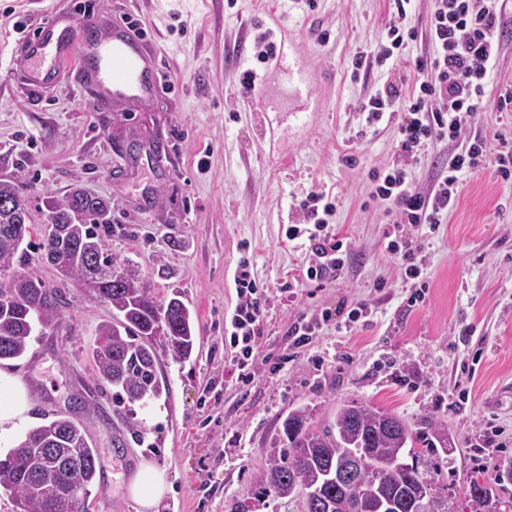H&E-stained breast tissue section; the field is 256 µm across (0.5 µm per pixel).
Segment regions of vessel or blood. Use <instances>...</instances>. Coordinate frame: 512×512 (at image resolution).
Segmentation results:
<instances>
[{"label": "vessel or blood", "instance_id": "b4317fda", "mask_svg": "<svg viewBox=\"0 0 512 512\" xmlns=\"http://www.w3.org/2000/svg\"><path fill=\"white\" fill-rule=\"evenodd\" d=\"M86 13L49 11L37 33L22 36L16 66L23 70L29 86L41 89L53 84L63 65L73 56L89 63V76L96 91L91 108L104 110L115 102L142 103L155 90L152 39L129 26H112L91 39L78 42L73 32L93 25Z\"/></svg>", "mask_w": 512, "mask_h": 512}]
</instances>
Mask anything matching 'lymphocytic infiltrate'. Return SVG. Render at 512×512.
<instances>
[{
	"label": "lymphocytic infiltrate",
	"instance_id": "obj_1",
	"mask_svg": "<svg viewBox=\"0 0 512 512\" xmlns=\"http://www.w3.org/2000/svg\"><path fill=\"white\" fill-rule=\"evenodd\" d=\"M500 0H433L429 21V59H419L415 67L419 79L407 89L400 71H393L377 92L360 105L367 123L384 116L399 117V138L391 162L374 170L371 197L389 205L392 224H411L437 230L445 223L461 191L464 175L493 164L501 178L512 177V141L504 135L488 139L468 135L476 112L482 111L488 79L502 41ZM439 141L461 142L462 147L445 160L427 189L413 184L412 169L420 163L430 145ZM299 207L313 234H304L298 225H289L287 240L308 238L315 259L303 271L306 280L323 283L344 274L349 246L328 232L337 210V201L325 192L309 190ZM238 302L225 336L236 354L230 361L238 382L252 378L250 359L257 347L265 299L250 271L249 258H241L234 277Z\"/></svg>",
	"mask_w": 512,
	"mask_h": 512
}]
</instances>
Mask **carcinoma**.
Instances as JSON below:
<instances>
[{"mask_svg": "<svg viewBox=\"0 0 512 512\" xmlns=\"http://www.w3.org/2000/svg\"><path fill=\"white\" fill-rule=\"evenodd\" d=\"M0 225L17 224L21 240L0 234V268L13 271L0 283V361L21 358L30 337L58 324L62 295L17 267L26 265L22 240L30 235L31 212L12 180H0ZM111 211L100 199L75 188L60 201L47 203L42 258L67 263L64 278L87 287L92 270H109L97 278L96 295L112 307V320L98 327L93 359L99 375L116 388L119 401L158 399L168 390L158 376V342L165 341L175 362L192 355L196 336L190 309L174 293L160 300L137 271L108 253L105 235ZM309 407L296 408L282 422L288 447L269 451L258 477V493L299 502L302 512H412L413 493H432L433 512H502L512 506L495 497L491 486L470 491L467 479L445 480L448 425L427 416L416 424L356 400L336 408L322 427L310 424ZM371 449L368 465L375 476L345 493L327 473L346 456ZM96 449L79 425L57 417L25 433L0 456V487L10 493L17 512H85V501H67L61 490L70 483L88 488L96 476Z\"/></svg>", "mask_w": 512, "mask_h": 512, "instance_id": "cac0c4a2", "label": "carcinoma"}]
</instances>
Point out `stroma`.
<instances>
[{
    "label": "stroma",
    "instance_id": "stroma-1",
    "mask_svg": "<svg viewBox=\"0 0 512 512\" xmlns=\"http://www.w3.org/2000/svg\"><path fill=\"white\" fill-rule=\"evenodd\" d=\"M209 0H0V178L15 180L31 211L29 273L63 296L55 328L31 337L25 355L0 363L29 392L22 429L0 437L6 454L25 430L64 415L97 450L89 512H137L126 488L142 464L162 470L168 489L154 512H299L297 503L254 499L269 449L287 447L282 422L309 406L315 423L355 398L409 422L447 423L456 446L450 477L469 475L512 501V181L488 165L465 176L446 224L424 236L423 302L411 292L387 249L386 203L371 199L369 174L390 158L396 122L367 125L357 105L387 78L388 64L355 52L384 42L392 0H229L213 22ZM432 0H411L416 36L398 54L429 56ZM52 7L89 8L101 22H129L153 37L163 89L149 103L87 107L77 68L31 92L10 66L18 27H35ZM274 32L279 45L258 95L243 97L242 32ZM503 40L483 112L472 128L512 134V112L498 95L512 86V0H503ZM168 145L150 165L119 156L116 140ZM82 187L109 201V252L138 270L153 293H178L194 320L190 359L158 348L169 391L149 407L116 405L91 351L111 308L61 280L39 256L48 201ZM336 195L337 235L352 254L344 275L315 287L302 269L309 242L285 238L305 225L297 203L311 187ZM265 290L263 338L253 377L237 383L224 336L236 304L242 255ZM292 293H284V283ZM368 304L367 317L342 328L321 313L343 302ZM305 322L309 345L295 347L289 327ZM140 423L142 442L127 432Z\"/></svg>",
    "mask_w": 512,
    "mask_h": 512
}]
</instances>
